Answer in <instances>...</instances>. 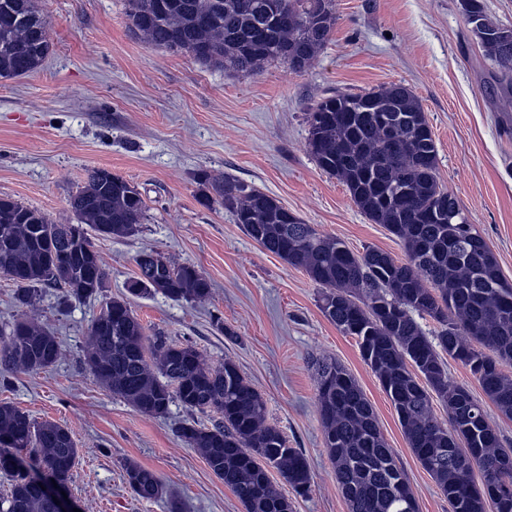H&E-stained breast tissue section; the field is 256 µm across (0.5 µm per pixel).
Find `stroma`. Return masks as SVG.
Masks as SVG:
<instances>
[{"label": "stroma", "instance_id": "1", "mask_svg": "<svg viewBox=\"0 0 512 512\" xmlns=\"http://www.w3.org/2000/svg\"><path fill=\"white\" fill-rule=\"evenodd\" d=\"M40 8L49 56L33 73L0 79V197L70 224L69 198L89 172L105 169L137 187L145 210L136 232L92 238L108 271L104 294L129 297L146 336L193 344L212 365L236 363L265 399L270 422L308 461L311 489L294 497V512H348L323 441L318 358L337 360L357 379L419 512H450L355 338L321 312L319 287L261 248L210 194L212 181L236 178L352 251L403 257L398 239L317 165L306 123L308 109L329 94L400 82L427 115L443 184L512 283V92L495 81L460 0H334L336 26L314 62L300 71L266 63L251 75L134 36L123 0H40ZM145 249L198 269L209 300L129 296L134 259ZM100 308L97 299L41 289L30 313L58 338L62 355L39 372L0 368V400L69 429L80 456L67 485L83 512H168L171 498L181 512H244L177 434L186 420L211 425L215 412L175 402L152 418L96 380L83 347ZM130 461L158 475L167 499L133 495L124 478Z\"/></svg>", "mask_w": 512, "mask_h": 512}]
</instances>
